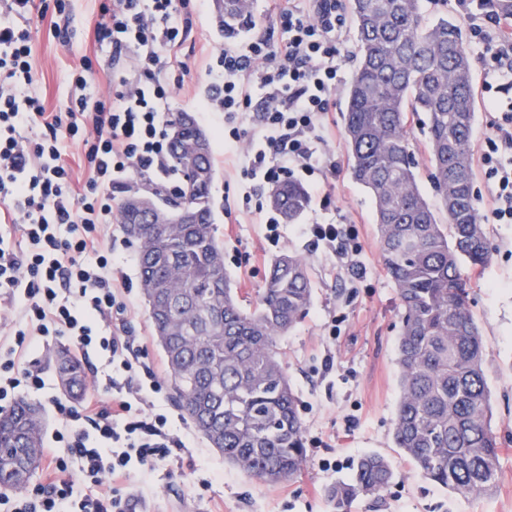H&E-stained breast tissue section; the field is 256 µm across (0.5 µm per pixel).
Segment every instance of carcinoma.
Instances as JSON below:
<instances>
[{
  "mask_svg": "<svg viewBox=\"0 0 512 512\" xmlns=\"http://www.w3.org/2000/svg\"><path fill=\"white\" fill-rule=\"evenodd\" d=\"M358 59L348 91L344 144L351 174L375 201L378 241L402 308L397 354L401 397L393 439L423 478L454 493H491L497 485L498 441L491 426L484 346L468 304L462 264L490 255L474 205L471 130L476 95L462 25L445 18L423 24L421 0H348ZM224 37L253 23L251 0H224ZM422 113L428 130L435 208L422 194L407 114ZM211 154L169 202L197 209L199 223L161 229L141 223L123 198L124 233L139 239L143 295L165 353L180 410L224 460L268 485L294 479L307 463L296 396L277 341L311 304L306 261L275 258L264 288L245 307L224 268L213 222ZM310 203L298 182L277 186L272 204L288 221ZM443 211L448 224L439 223ZM64 389L80 387L83 368L59 349ZM42 420L21 400L0 412V459L28 461L25 473L0 467V486L22 490L39 465ZM388 461L374 453L328 489L334 512L378 497L392 482Z\"/></svg>",
  "mask_w": 512,
  "mask_h": 512,
  "instance_id": "obj_1",
  "label": "carcinoma"
}]
</instances>
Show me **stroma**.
<instances>
[{
  "label": "stroma",
  "mask_w": 512,
  "mask_h": 512,
  "mask_svg": "<svg viewBox=\"0 0 512 512\" xmlns=\"http://www.w3.org/2000/svg\"><path fill=\"white\" fill-rule=\"evenodd\" d=\"M107 2L69 0L68 10L60 15L54 0H44L45 17L30 21L31 90L43 99L47 111H66L69 77L80 68L83 57H109L110 44H97L93 36ZM223 3L210 0L196 18L183 49L189 72L171 100L173 111L196 109L198 92L207 82V45L218 33L217 14ZM61 29L66 32L62 38L57 35ZM199 126L213 142L211 203L226 270L240 298L255 301L271 262L279 255L302 256L308 265L311 306L279 340L305 430L307 463L292 481L267 485L225 462L223 454L182 419L163 351L152 332L137 246L115 221L105 226L103 242L112 248L115 285L126 309L113 314L112 328L136 336L142 348L138 366L159 376L160 409L175 420L184 445L171 449L148 474L135 472L114 485L113 493L153 504L158 512H333L327 489L351 475L359 456L376 453L388 460L394 479L380 498L359 499L350 512H512V224L487 225L490 258L483 266L465 270L469 307L485 349L493 427L501 446L496 489L463 497L423 479L393 443L400 397L397 346L402 312L379 250L372 196L351 177V157L343 136H336L330 146L338 166L330 180V202L312 198L298 223L282 224L280 242L274 247L264 239L258 214L242 213L237 223H226L225 201L238 198L241 169L225 164L211 123L203 120ZM315 221L355 224L367 270L361 282L351 283L337 257L298 233V224ZM334 324L339 330L333 335L329 329Z\"/></svg>",
  "instance_id": "1"
}]
</instances>
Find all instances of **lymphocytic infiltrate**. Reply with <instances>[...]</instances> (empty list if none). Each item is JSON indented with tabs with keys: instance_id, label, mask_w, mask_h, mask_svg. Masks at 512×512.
<instances>
[{
	"instance_id": "lymphocytic-infiltrate-1",
	"label": "lymphocytic infiltrate",
	"mask_w": 512,
	"mask_h": 512,
	"mask_svg": "<svg viewBox=\"0 0 512 512\" xmlns=\"http://www.w3.org/2000/svg\"><path fill=\"white\" fill-rule=\"evenodd\" d=\"M0 21L1 220L20 236L0 234V302L9 337L0 339V410L23 393L42 390L40 371L26 368L38 337L66 336L82 360L98 356L90 371L94 389L110 407L48 403L59 423L47 452L50 475L17 495H0V512H128L126 500L104 482L147 472L169 449L182 447L167 415L155 409L162 390L155 374L133 376L137 339L112 331L117 290L112 258L101 230L114 216V194L132 177L171 179L169 113L188 72L180 52L193 31L190 0H111L95 27L97 42L112 46L113 61L133 58L112 94L91 91L81 71L66 112L46 111L30 93L31 33L25 23L41 13L36 0H4ZM482 67L491 134L480 155L488 185V223L512 224V12L499 0H456ZM339 0H278V43L256 37L237 48L211 46L209 81L201 114L218 115L225 161L239 164L243 202L257 186L312 180L314 194L330 185L332 98L343 84ZM79 150L87 177L73 187L62 139ZM345 265L352 282L366 275L363 247L352 226L303 225Z\"/></svg>"
}]
</instances>
